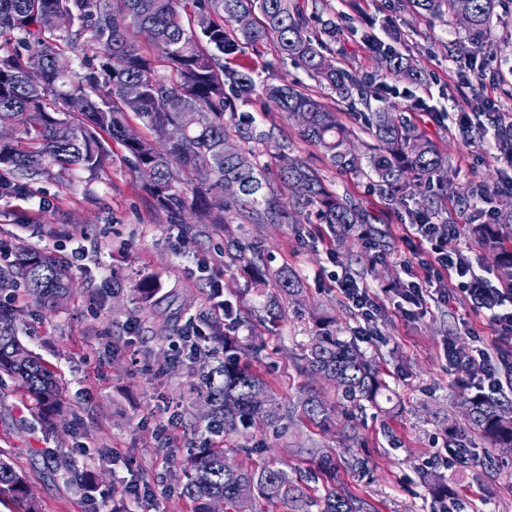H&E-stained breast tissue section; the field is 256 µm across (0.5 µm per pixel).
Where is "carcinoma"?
I'll return each mask as SVG.
<instances>
[{"instance_id":"1","label":"carcinoma","mask_w":512,"mask_h":512,"mask_svg":"<svg viewBox=\"0 0 512 512\" xmlns=\"http://www.w3.org/2000/svg\"><path fill=\"white\" fill-rule=\"evenodd\" d=\"M186 0H0V123L15 129L9 143L0 144V196L18 195L39 179L60 182L70 172H100L112 157L109 143L120 145L132 157L134 171L146 182L154 207L173 224L184 223L189 211L200 224H222L229 211L250 212L277 223L280 210L268 180L262 178L256 154L241 149L227 155L224 112L238 127H248L253 117L236 115L235 101L259 93L277 108L295 116L301 135L323 149L339 168H357L360 155L332 112L317 98L292 84L256 83L254 70L234 62L247 47H255L278 32L280 53L292 59L324 89L341 100L358 95L362 101L377 97L372 85L357 83L347 71L334 66L322 53L320 39L312 35L308 18L296 0H205L195 25L186 27ZM429 14L466 15L465 30L480 47L495 26L497 0H409ZM64 13L70 25L59 29L54 18ZM145 36L149 53L138 37ZM386 71L421 81L422 71L399 53L370 39ZM80 57L79 69L57 66L62 45ZM128 83L140 86L139 96L127 98ZM397 107L382 105L364 113L366 127L378 145L367 156L371 171L389 188L399 186L404 172L419 180L442 181L448 169L433 144L393 115ZM133 114L153 139L127 136V117ZM181 125L186 135L169 141L168 128ZM498 149L512 154V121L498 122ZM206 167L213 180H232L240 192L224 198L210 192L195 172ZM280 181L304 205H314L320 223L343 233L357 224L370 223L359 205L326 191L318 174L295 160L280 170ZM484 245L494 252L501 273L512 279V249L497 244L493 230L480 227ZM230 262L252 270L256 294L265 298L261 314L249 318L238 304L224 300V318L199 314L209 336L224 343L222 380L209 387L211 413L207 428L224 436H245L253 416L266 417V432L276 439L288 437V453L315 467L314 475L290 476L272 461H235L224 449L204 445L190 459L182 494L194 512H253L254 504L281 506L284 512H378L368 499L354 494L340 479V470L364 474L369 460L356 454L338 460L321 451L311 439L301 438L300 427L327 428L341 417L345 440L361 444L349 410L368 403L382 412L392 402L389 386L374 357L352 339L340 335L336 320L314 318V333L299 357V371L334 389L337 402L330 404L320 391L305 385L287 400L278 398L270 384L253 368L263 347H244L229 330L257 321L273 331L285 303L299 300L301 278L285 268L274 273L263 265L261 249L236 244ZM68 263L48 250L23 248L13 266L0 269V287L24 288L26 296L41 308L57 307L69 295ZM13 309L0 311V375L17 381L36 401L44 428L53 430L63 417L62 388L41 359L26 351L14 325ZM471 433L501 448H512V401L495 394L465 402ZM210 471L206 485L193 472ZM321 476L323 489L310 486ZM424 483L439 498L448 497V485L436 474L423 475ZM6 489L25 504L26 512H41L28 498L27 475L13 461L0 457V490Z\"/></svg>"}]
</instances>
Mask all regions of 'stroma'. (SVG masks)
<instances>
[{
    "instance_id": "35a3bbf8",
    "label": "stroma",
    "mask_w": 512,
    "mask_h": 512,
    "mask_svg": "<svg viewBox=\"0 0 512 512\" xmlns=\"http://www.w3.org/2000/svg\"><path fill=\"white\" fill-rule=\"evenodd\" d=\"M299 3L314 31L323 35L324 55L361 83L382 73L377 55L362 47L366 31L423 71L422 85L389 77L390 100L447 157L448 185H428L405 173L406 202L396 204L374 174L333 166L274 105L257 97L237 102L238 111L254 116L257 130L272 135L268 147L258 150L268 181L278 183L284 158L301 160L317 172L327 191L363 206L376 230L370 246L354 231L326 244L328 228L315 219L313 207L298 204L284 188L278 192L280 223L227 214L236 240L262 245L269 270L285 267L304 281L300 302L289 304L275 332L260 326L235 330L243 343L264 345L259 369L282 399L306 381L297 364L311 313L336 318L349 338L360 324L331 286L330 271L343 268L391 304L397 300L396 284L425 274L420 265L404 266L412 254L401 239V227L412 223L414 212H427L440 224L465 223L483 205L471 193L477 185L491 190L495 213L512 212V192L498 189L506 173L486 159L497 150L493 133L470 138L459 130L455 109L464 99L488 97L501 116L512 117V0H499L496 37L478 50L455 19L410 10L402 0ZM474 55L485 62L475 74L462 68ZM239 60L252 65L258 83L303 85L336 112L357 147L370 142L359 116L362 104L321 89L281 55L276 37L265 39L259 50H245ZM411 94L425 99L427 111L409 110ZM0 244L15 251L47 249L72 261L71 296L57 309L15 299L13 289L0 288V303L13 307L22 344L63 387L66 419L50 433L41 426L34 401L10 379L0 380V451L26 470L43 512H192L181 494L187 480L183 468L209 436L198 416L205 405L206 376L223 355L204 340L195 359H180V334L213 307L208 280L235 291L244 309L263 304L250 292L248 277L228 265L223 229L170 223L151 207L143 180L116 145L96 177L75 172L69 184L41 182L24 194L1 197ZM199 258L210 261L209 273L199 272ZM145 277L159 288V302L152 307L135 294ZM444 284L447 306L407 318L387 312L376 322L373 340L360 344L379 362L399 411L387 416L369 407L357 413L355 424L366 440L362 452L371 470L347 483L379 512H512V448L478 439L469 463L453 467L445 459L449 428L467 425L468 391L443 348L451 340L479 346L494 332L489 310L462 299L456 278H445ZM60 457L91 474L92 487L77 488L71 475L57 469ZM424 470L444 475L447 503L436 502L421 483Z\"/></svg>"
}]
</instances>
